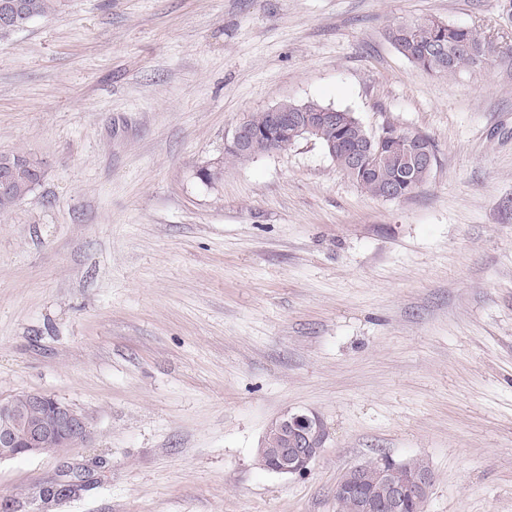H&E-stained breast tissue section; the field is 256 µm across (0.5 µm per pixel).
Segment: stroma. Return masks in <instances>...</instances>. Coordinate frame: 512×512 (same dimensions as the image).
Returning a JSON list of instances; mask_svg holds the SVG:
<instances>
[{"label":"stroma","instance_id":"obj_1","mask_svg":"<svg viewBox=\"0 0 512 512\" xmlns=\"http://www.w3.org/2000/svg\"><path fill=\"white\" fill-rule=\"evenodd\" d=\"M425 17L512 44L497 0H67L0 42V153L44 170L0 215V398L92 428L0 463V501L338 512L385 454L427 462L425 512H512V60L424 73L387 31ZM307 101L427 135L430 177L374 198L303 139L199 179ZM289 409L329 431L304 476L257 465ZM249 121L251 125L243 120L234 128L229 139L230 144L226 148L251 156L262 153L259 147L263 134L254 127L266 131L267 138L280 136V134L276 135L277 131L273 128L268 113L265 111L250 113Z\"/></svg>","mask_w":512,"mask_h":512}]
</instances>
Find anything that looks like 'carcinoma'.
<instances>
[{
	"label": "carcinoma",
	"mask_w": 512,
	"mask_h": 512,
	"mask_svg": "<svg viewBox=\"0 0 512 512\" xmlns=\"http://www.w3.org/2000/svg\"><path fill=\"white\" fill-rule=\"evenodd\" d=\"M20 5L18 19L27 24L57 12L64 0H15ZM388 38L394 48L417 69L437 76H449L463 69L480 67L484 59L496 60L512 57V46H501L484 36L479 30L451 25L437 18H423L411 23H396L389 27ZM290 112H336L340 123L336 128L322 132L317 137L322 145L335 140L343 148L359 149L365 142L366 129L349 111L324 106L315 101L303 104H288ZM250 124L276 136L268 113L252 112ZM407 138L394 135L382 140L370 153V159L363 165L352 167L336 152L334 162L340 170L366 194L375 198H387L389 187L403 198L418 189L410 182L400 179L406 167ZM11 173L13 186L7 191L0 190V214L12 210L22 195L32 191L31 184L41 177L40 162L24 152L0 153V172Z\"/></svg>",
	"instance_id": "cac0c4a2"
}]
</instances>
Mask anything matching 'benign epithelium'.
I'll use <instances>...</instances> for the list:
<instances>
[{
    "instance_id": "obj_1",
    "label": "benign epithelium",
    "mask_w": 512,
    "mask_h": 512,
    "mask_svg": "<svg viewBox=\"0 0 512 512\" xmlns=\"http://www.w3.org/2000/svg\"><path fill=\"white\" fill-rule=\"evenodd\" d=\"M272 123L288 136V125L294 133L310 137L336 125L334 112H303L301 114L270 109ZM263 134L247 121L232 131L227 148L240 154L261 153ZM413 174L433 169L430 154L417 146L410 155ZM266 434L280 439L277 448L262 444L258 455L271 461L269 471L283 476H302L321 454L329 437L322 418L315 412L287 410L273 420ZM91 438V425L76 407L40 391H24L0 398V448H18L20 455L33 456L60 453L75 443ZM370 462L360 463L345 472L336 483V500L351 499L355 512H406L408 503L428 497L433 482L431 471H421L414 477L400 476L403 462L386 456L376 461L379 478L385 492L367 486L365 471Z\"/></svg>"
}]
</instances>
